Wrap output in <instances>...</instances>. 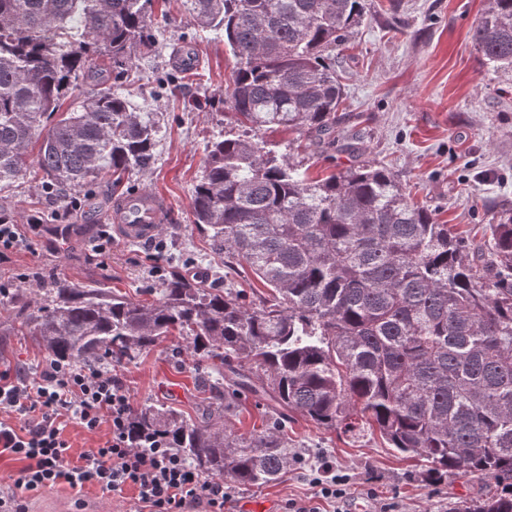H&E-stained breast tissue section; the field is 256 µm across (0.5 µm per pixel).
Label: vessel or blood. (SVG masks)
Wrapping results in <instances>:
<instances>
[{"label": "vessel or blood", "mask_w": 512, "mask_h": 512, "mask_svg": "<svg viewBox=\"0 0 512 512\" xmlns=\"http://www.w3.org/2000/svg\"><path fill=\"white\" fill-rule=\"evenodd\" d=\"M166 208V201L152 193L138 190L124 196L111 214L116 238L127 242L154 239Z\"/></svg>", "instance_id": "b4317fda"}]
</instances>
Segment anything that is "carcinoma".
I'll list each match as a JSON object with an SVG mask.
<instances>
[{"instance_id": "cac0c4a2", "label": "carcinoma", "mask_w": 512, "mask_h": 512, "mask_svg": "<svg viewBox=\"0 0 512 512\" xmlns=\"http://www.w3.org/2000/svg\"><path fill=\"white\" fill-rule=\"evenodd\" d=\"M153 2L0 0V194L35 167L42 194L66 209L101 175L117 184L150 163L159 119L124 85L136 55L156 47ZM487 2L471 40L486 64L512 72V0ZM180 4L198 29L224 35L236 61L222 103L239 130L210 143L193 224L264 289L174 275L140 302L55 280L20 306L27 335L55 360L95 367L181 336L184 353L217 369L225 408L248 392L270 413L238 435L219 409L205 422L132 410L135 439H164L211 475L244 486L281 478L299 463L282 426L296 414L379 436L421 459L430 486L467 476L494 485L452 512H512V207L469 240L341 134L336 52L363 0ZM107 59L112 85L74 95ZM278 130L319 154L341 142L354 163L313 178L258 137Z\"/></svg>"}]
</instances>
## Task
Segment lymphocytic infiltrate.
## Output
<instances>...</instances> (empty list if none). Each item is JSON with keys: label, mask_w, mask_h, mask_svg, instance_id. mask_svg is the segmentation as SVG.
<instances>
[{"label": "lymphocytic infiltrate", "mask_w": 512, "mask_h": 512, "mask_svg": "<svg viewBox=\"0 0 512 512\" xmlns=\"http://www.w3.org/2000/svg\"><path fill=\"white\" fill-rule=\"evenodd\" d=\"M132 397L111 370L47 361L32 383L13 370H0V454L23 464L13 484L0 487V512H27L23 492L47 485L81 488L98 485L106 492L131 487L136 512H185L201 504L205 512H224L236 494L227 480L203 476L164 441L135 446L129 422ZM73 417L88 432L106 428L99 446L69 462L70 446L62 420ZM20 427H13V420Z\"/></svg>", "instance_id": "obj_1"}]
</instances>
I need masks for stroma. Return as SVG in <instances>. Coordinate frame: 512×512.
I'll return each mask as SVG.
<instances>
[{"label":"stroma","instance_id":"35a3bbf8","mask_svg":"<svg viewBox=\"0 0 512 512\" xmlns=\"http://www.w3.org/2000/svg\"><path fill=\"white\" fill-rule=\"evenodd\" d=\"M365 16L353 30L352 44L336 61L345 84L342 126L359 135L369 157L392 168L410 189L414 202L435 209L441 221L482 238L502 203L512 205V72L483 64L469 32L486 0H363ZM156 52L135 62L132 100L161 114L160 141L153 163L126 173L121 186L104 178L79 210L57 213L34 183L15 188L0 207L11 210L21 227L23 245L0 257V282L37 286L50 279L97 282L132 299L152 301L166 277L195 275L187 257L202 256L216 286L232 281L250 289L257 282L246 271H230L222 256L191 222L192 189L203 172L207 147L236 125L218 93L235 61L224 41L196 30L179 4L157 19ZM192 35L198 67L175 91L158 93L157 80L172 69L185 35ZM164 197L168 209L158 237L149 243L113 241L109 253L95 250L113 203L127 190ZM64 224L63 240L50 237L53 223ZM181 339L169 338L135 358L113 362L134 405L172 407L197 419L215 403L204 364L176 356ZM47 360L20 318L0 304V370H21L38 378ZM292 448L302 462L274 483L239 487L231 512H253L259 503L284 512L288 500L317 512H448L457 501L488 491L475 477L428 485L417 460L386 448L380 438L350 440L337 432L295 418L287 423ZM347 476L343 500L322 498L312 481L321 466ZM136 492L113 494L88 486L60 484L25 493L28 512L52 500L71 504L73 512H93L108 504L111 512H132Z\"/></svg>","mask_w":512,"mask_h":512}]
</instances>
